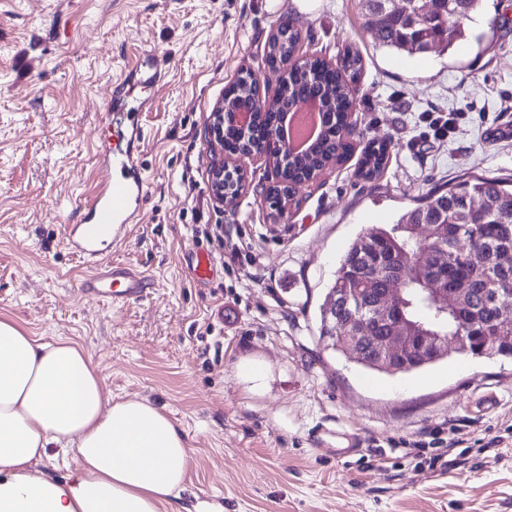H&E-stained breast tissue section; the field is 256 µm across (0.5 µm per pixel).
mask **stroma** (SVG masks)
I'll use <instances>...</instances> for the list:
<instances>
[{"mask_svg":"<svg viewBox=\"0 0 512 512\" xmlns=\"http://www.w3.org/2000/svg\"><path fill=\"white\" fill-rule=\"evenodd\" d=\"M288 20L303 54L363 57L353 151L280 217L266 160L249 164L235 207L219 206L203 132L240 71L273 94L265 54ZM465 29L448 51L410 56L374 45L361 0H0V316L80 344L114 400L171 418L191 451L187 512H512V360L454 354L373 374L319 336L362 231L458 180H512V0H478ZM121 88L141 106L130 123L147 189L111 259L153 284L115 307L80 297L87 269L66 232L107 176L104 111ZM426 112L461 119L437 139L421 132ZM387 139L386 167L362 179L363 147ZM201 249L207 283L192 275ZM451 427L455 447H415ZM438 453L445 467L429 469Z\"/></svg>","mask_w":512,"mask_h":512,"instance_id":"35a3bbf8","label":"stroma"}]
</instances>
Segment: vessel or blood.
<instances>
[{"mask_svg": "<svg viewBox=\"0 0 512 512\" xmlns=\"http://www.w3.org/2000/svg\"><path fill=\"white\" fill-rule=\"evenodd\" d=\"M106 163L111 177L78 222L69 225L67 238L71 251L92 267L79 288L81 297L126 303L143 297L150 278L136 267L107 262L105 255L125 241L130 225L139 219L147 182L132 149L110 150Z\"/></svg>", "mask_w": 512, "mask_h": 512, "instance_id": "b4317fda", "label": "vessel or blood"}]
</instances>
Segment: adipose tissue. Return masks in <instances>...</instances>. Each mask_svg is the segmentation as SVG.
I'll return each instance as SVG.
<instances>
[{"label": "adipose tissue", "instance_id": "ef3b65f1", "mask_svg": "<svg viewBox=\"0 0 512 512\" xmlns=\"http://www.w3.org/2000/svg\"><path fill=\"white\" fill-rule=\"evenodd\" d=\"M54 448L67 481L31 471ZM190 460L163 410L113 401L82 346L0 318V512H180Z\"/></svg>", "mask_w": 512, "mask_h": 512}]
</instances>
